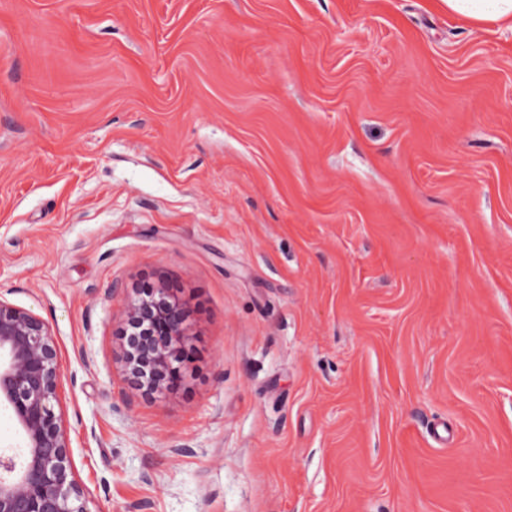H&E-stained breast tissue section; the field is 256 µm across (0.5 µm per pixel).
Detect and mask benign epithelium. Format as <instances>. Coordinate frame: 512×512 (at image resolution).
Segmentation results:
<instances>
[{"label": "benign epithelium", "instance_id": "benign-epithelium-1", "mask_svg": "<svg viewBox=\"0 0 512 512\" xmlns=\"http://www.w3.org/2000/svg\"><path fill=\"white\" fill-rule=\"evenodd\" d=\"M188 310L159 288L131 300L121 336L130 384L157 391L187 336ZM59 347L50 325L0 298V400L21 428L24 456H0V512H89L76 479L71 439L60 404Z\"/></svg>", "mask_w": 512, "mask_h": 512}]
</instances>
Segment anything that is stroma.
Instances as JSON below:
<instances>
[{
	"instance_id": "stroma-1",
	"label": "stroma",
	"mask_w": 512,
	"mask_h": 512,
	"mask_svg": "<svg viewBox=\"0 0 512 512\" xmlns=\"http://www.w3.org/2000/svg\"><path fill=\"white\" fill-rule=\"evenodd\" d=\"M146 286L189 310L151 394ZM0 298L57 337L90 512H512V26L0 0ZM188 310L157 288L147 297L131 300L125 308L121 336L123 360L130 384L143 392L162 389L169 381L171 358L187 336ZM139 326L140 331H130ZM150 375V386L142 378Z\"/></svg>"
}]
</instances>
